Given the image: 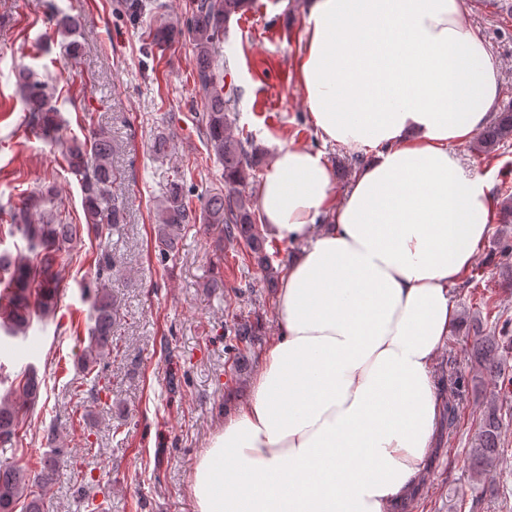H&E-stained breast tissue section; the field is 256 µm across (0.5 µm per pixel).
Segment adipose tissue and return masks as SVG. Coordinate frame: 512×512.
<instances>
[{"mask_svg": "<svg viewBox=\"0 0 512 512\" xmlns=\"http://www.w3.org/2000/svg\"><path fill=\"white\" fill-rule=\"evenodd\" d=\"M467 15L464 0H306L309 117L360 164L339 194L301 144L265 170L261 221L302 249L250 398L197 461L196 512H392L419 483L451 288L495 218L488 178L457 152L502 88Z\"/></svg>", "mask_w": 512, "mask_h": 512, "instance_id": "adipose-tissue-1", "label": "adipose tissue"}]
</instances>
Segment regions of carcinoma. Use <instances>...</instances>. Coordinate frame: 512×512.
Returning a JSON list of instances; mask_svg holds the SVG:
<instances>
[{
    "label": "carcinoma",
    "instance_id": "carcinoma-1",
    "mask_svg": "<svg viewBox=\"0 0 512 512\" xmlns=\"http://www.w3.org/2000/svg\"><path fill=\"white\" fill-rule=\"evenodd\" d=\"M249 6L248 0H189L184 26L165 25L150 32V47L188 41L195 57L193 84L202 113L199 122L205 131L207 146L217 163L224 168V185L228 191L211 192L203 198L201 213L190 206L184 184V174L176 173L170 180L158 212L156 236L160 255L166 256L189 224L202 217L204 224L223 226L224 238L257 258L265 271L268 285L275 287L280 271L273 265L277 253L266 251V242L257 225L253 194L246 191L249 178L259 166V149L250 135L235 138L229 132L231 114L235 113L242 97L236 86L224 83L222 72L228 61L218 53L224 39V29L231 18ZM155 9L151 0H125L123 11L128 21L138 22ZM57 30L70 38L69 56L80 55L77 39L80 22L68 14L55 18ZM18 93L23 101L28 127L41 139L56 142L60 139L63 122L51 89L38 71L26 69L19 73ZM512 142V105L496 114L494 119L469 144L470 152L490 157L500 147ZM68 170L74 175L82 193L86 224H69L54 212L41 223L32 222V209L41 205L44 197L53 192L47 185L29 194L21 203L0 205V230L8 228L11 236L20 235L26 242L30 257L13 258L0 253V329L16 338L26 336L33 321L47 317L56 308L60 278L56 269L61 253L87 231L99 239L94 260L93 276L88 287L90 298V346L81 357L80 369L93 373L105 363L112 352V328L116 323V306L109 284L112 281V237L123 229V211L112 204V136L102 126L89 124L88 136L72 139L64 151ZM498 261L494 268L501 276V286L512 290V238L502 236L496 243ZM241 343L239 357L255 354L258 336L262 335L260 320L235 321L230 327ZM500 349L499 339L481 331L467 350L473 370L498 377L501 365L495 360ZM22 392L18 396L0 397V450L15 448L19 429L29 411L38 401L39 381L35 371L21 372ZM502 415L496 406L481 414L475 425L472 446L468 453L469 468L480 476L504 459L501 448ZM54 462L46 460L43 468L32 472L13 459L0 456V512H49L46 492L53 481Z\"/></svg>",
    "mask_w": 512,
    "mask_h": 512
}]
</instances>
